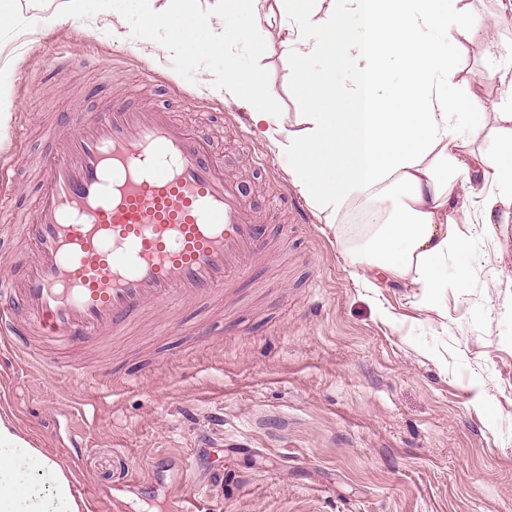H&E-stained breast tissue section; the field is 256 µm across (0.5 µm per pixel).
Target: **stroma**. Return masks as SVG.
<instances>
[{
  "instance_id": "stroma-1",
  "label": "stroma",
  "mask_w": 512,
  "mask_h": 512,
  "mask_svg": "<svg viewBox=\"0 0 512 512\" xmlns=\"http://www.w3.org/2000/svg\"><path fill=\"white\" fill-rule=\"evenodd\" d=\"M60 2L0 0L12 18L0 27L11 78L0 118L26 130L0 142V196L13 207L0 222L37 204V164L52 148L42 127L125 91L212 136L281 247L245 263L236 302L186 300L103 339L89 359L112 373L104 393L1 359L0 414L66 464L91 512H172L194 487V512H512V223L485 233L482 206L496 183L456 212L470 258L449 248L436 294L383 278L362 287L345 250L363 205L326 224L248 109L207 88L235 56L271 86L264 110L296 130L304 92L285 79L277 27L238 16L222 49L174 56L135 35L178 0H86L80 18ZM363 27L348 17L324 34L313 69L346 81L344 36ZM283 191L302 221L280 210ZM140 473L152 493L130 483Z\"/></svg>"
}]
</instances>
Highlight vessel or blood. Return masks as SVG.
<instances>
[{
    "mask_svg": "<svg viewBox=\"0 0 512 512\" xmlns=\"http://www.w3.org/2000/svg\"><path fill=\"white\" fill-rule=\"evenodd\" d=\"M39 202L18 229L21 278L0 275V352L51 370L54 352L135 317L232 292L270 241L210 139L120 97L60 120Z\"/></svg>",
    "mask_w": 512,
    "mask_h": 512,
    "instance_id": "1",
    "label": "vessel or blood"
}]
</instances>
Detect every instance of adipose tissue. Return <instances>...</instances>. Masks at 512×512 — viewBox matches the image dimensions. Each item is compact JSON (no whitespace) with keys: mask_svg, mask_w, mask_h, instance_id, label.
Here are the masks:
<instances>
[{"mask_svg":"<svg viewBox=\"0 0 512 512\" xmlns=\"http://www.w3.org/2000/svg\"><path fill=\"white\" fill-rule=\"evenodd\" d=\"M296 0H214L200 14L197 30L165 13L157 23L168 29L167 49L181 50L196 32L207 45L224 44L216 18L231 19L243 7L254 25L279 19V54L288 82L306 88L298 130L279 116L257 110L271 92L260 72L241 73L227 59L210 91L224 101L251 107L250 118L278 153L292 161L289 175L307 203L326 223L353 200L374 204L376 224L365 242L349 253L361 280L381 270L411 278L424 293L442 286L441 268L453 239L457 187H475L495 175L498 194L484 201L498 214L512 198V43H489L486 76L461 74L449 51L463 52L491 23L512 18V0H494L476 11L471 0H416L412 10L394 0H309L296 12ZM367 20L361 36H348L347 82L324 85L308 62L324 52L323 34L339 28L344 15ZM408 77L393 83L394 62ZM467 88L454 92L456 84ZM496 84V97L484 89ZM343 101L349 111L329 105ZM470 118V136L457 133L460 115ZM0 512H90L66 465L30 443L10 417L0 415Z\"/></svg>","mask_w":512,"mask_h":512,"instance_id":"adipose-tissue-1","label":"adipose tissue"}]
</instances>
